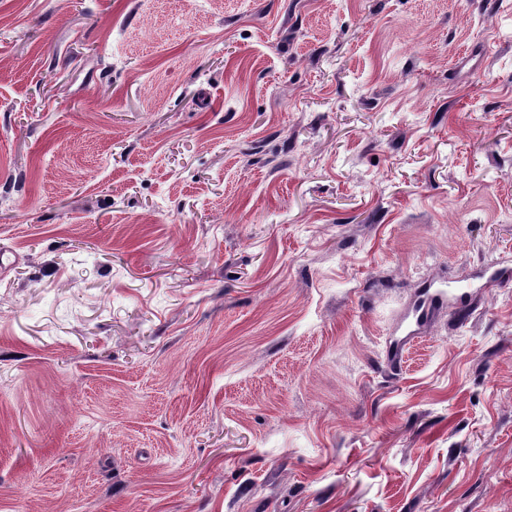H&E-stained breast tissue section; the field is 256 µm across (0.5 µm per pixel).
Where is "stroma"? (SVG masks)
<instances>
[{"mask_svg":"<svg viewBox=\"0 0 512 512\" xmlns=\"http://www.w3.org/2000/svg\"><path fill=\"white\" fill-rule=\"evenodd\" d=\"M504 266L512 0H0V512H512ZM450 293L447 289L438 288L431 292L417 307L414 313V324L422 325L428 320L433 311L440 305H443L448 299Z\"/></svg>","mask_w":512,"mask_h":512,"instance_id":"1","label":"stroma"}]
</instances>
